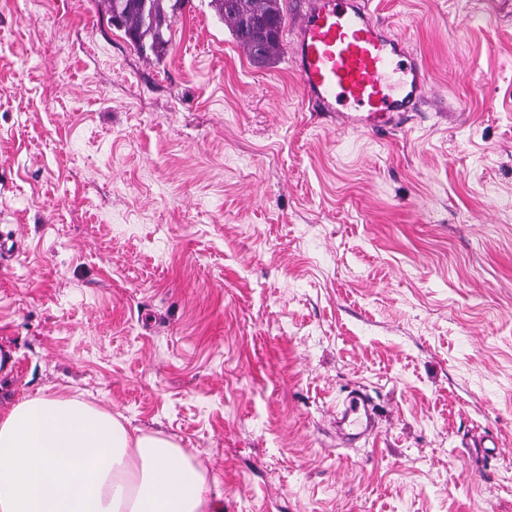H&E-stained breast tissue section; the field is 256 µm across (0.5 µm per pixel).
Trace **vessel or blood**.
<instances>
[{
  "label": "vessel or blood",
  "instance_id": "vessel-or-blood-1",
  "mask_svg": "<svg viewBox=\"0 0 512 512\" xmlns=\"http://www.w3.org/2000/svg\"><path fill=\"white\" fill-rule=\"evenodd\" d=\"M290 44L305 102L337 128L392 131L428 100L418 57L388 33L366 0H298ZM372 400L349 396L336 432L355 441L370 434Z\"/></svg>",
  "mask_w": 512,
  "mask_h": 512
}]
</instances>
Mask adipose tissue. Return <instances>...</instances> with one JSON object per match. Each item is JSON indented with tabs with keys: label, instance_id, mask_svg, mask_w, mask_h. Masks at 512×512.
I'll list each match as a JSON object with an SVG mask.
<instances>
[{
	"label": "adipose tissue",
	"instance_id": "obj_1",
	"mask_svg": "<svg viewBox=\"0 0 512 512\" xmlns=\"http://www.w3.org/2000/svg\"><path fill=\"white\" fill-rule=\"evenodd\" d=\"M221 497L173 440L77 399L0 413V512H219Z\"/></svg>",
	"mask_w": 512,
	"mask_h": 512
}]
</instances>
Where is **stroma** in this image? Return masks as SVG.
<instances>
[{
  "label": "stroma",
  "mask_w": 512,
  "mask_h": 512,
  "mask_svg": "<svg viewBox=\"0 0 512 512\" xmlns=\"http://www.w3.org/2000/svg\"><path fill=\"white\" fill-rule=\"evenodd\" d=\"M373 6L431 98L376 135L210 0L159 57L101 0H0V410L162 433L224 512H512V0ZM353 391L377 428L344 447Z\"/></svg>",
  "instance_id": "35a3bbf8"
}]
</instances>
